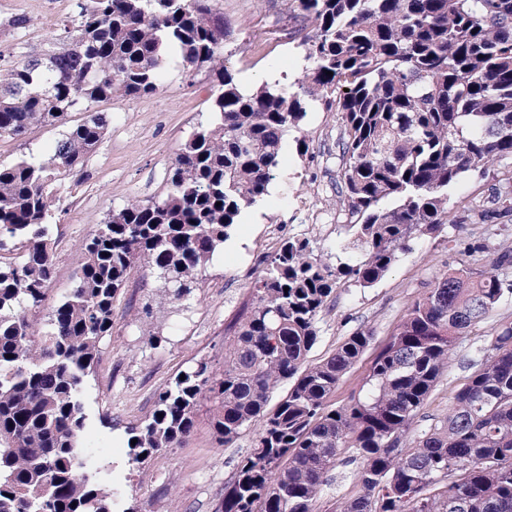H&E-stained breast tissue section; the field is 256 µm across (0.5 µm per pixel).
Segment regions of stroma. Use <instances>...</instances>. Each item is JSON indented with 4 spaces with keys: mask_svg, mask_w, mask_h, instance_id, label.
Instances as JSON below:
<instances>
[{
    "mask_svg": "<svg viewBox=\"0 0 512 512\" xmlns=\"http://www.w3.org/2000/svg\"><path fill=\"white\" fill-rule=\"evenodd\" d=\"M82 0H0V65L23 61L63 45V28L74 25ZM234 30L224 45L226 64L247 88L265 83L295 82L306 66L295 32L299 19L286 0H214ZM24 18L25 28L13 27ZM208 72L183 69L170 56L158 90L133 99L100 103L109 116L105 135L82 167L67 172L57 185L59 209L53 226L55 276L44 305L31 312L37 323L78 278L81 244L109 213L129 200L163 197L167 172L180 145L211 118ZM303 131L309 145L298 156L287 143L280 168L267 194L242 217L230 239L202 268L192 292L179 301L163 298L156 271L146 262L129 271L112 313V333L100 343V356L87 377L83 405L89 429L87 443L106 446L101 459L118 488L120 512H217L224 486L258 437L251 426L232 446L222 445L212 427L213 406L201 401L190 436L177 448L162 450L145 468L128 462L126 428L149 417L157 392L183 371L204 360L224 368V346L252 304L250 285L271 251L261 248L269 225H284L285 236L310 239L327 262L340 256L344 233L336 213L335 113L314 106ZM62 126L39 127L22 136L0 138V163L22 157L46 160L62 138ZM512 184V166L501 164L486 178L464 176L449 188L452 200H489L496 188ZM448 268L443 237L421 235L411 252L400 255L389 273L369 288L346 283L337 288L318 323V341L308 355L317 363L359 328L384 341L409 305L421 298ZM152 316H145V305ZM468 372L452 363L424 408L419 429L447 414ZM333 480L314 512H334L337 503L359 491L355 468L337 462Z\"/></svg>",
    "mask_w": 512,
    "mask_h": 512,
    "instance_id": "obj_1",
    "label": "stroma"
}]
</instances>
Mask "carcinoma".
I'll list each match as a JSON object with an SVG mask.
<instances>
[{
	"label": "carcinoma",
	"mask_w": 512,
	"mask_h": 512,
	"mask_svg": "<svg viewBox=\"0 0 512 512\" xmlns=\"http://www.w3.org/2000/svg\"><path fill=\"white\" fill-rule=\"evenodd\" d=\"M288 4L313 24L301 41L309 66L292 84L241 87L224 64L232 27L209 0H85L68 45L0 69V138L86 113L50 161L0 164V251H20L0 264V512H116L105 465L80 457L82 394L128 271L143 260L160 271L166 300L189 293L266 194L284 143L315 104L340 123L336 194L350 232L340 248L353 263L333 266L309 240L284 241L251 284L253 306L224 370L200 362L162 388L151 417L127 427L129 462L142 468L180 446L209 399L226 445L262 423L224 485L221 512H313L345 453L360 492L335 512H512V322L475 349L448 415L407 442L457 341L512 294L511 254L436 278L348 402L331 399L374 344L372 330L305 365L342 281L376 284L416 235L457 223L448 189L464 174L512 161V0ZM171 51L185 69L215 78L214 118L178 149L163 198L128 202L82 245L75 286L40 328L27 312L54 277L55 185L105 135L94 105L154 93ZM491 203L464 207L483 231L461 251L448 239V251L474 263L495 251L508 230L495 221L512 217V185ZM284 381L287 394L269 407Z\"/></svg>",
	"instance_id": "obj_1"
}]
</instances>
